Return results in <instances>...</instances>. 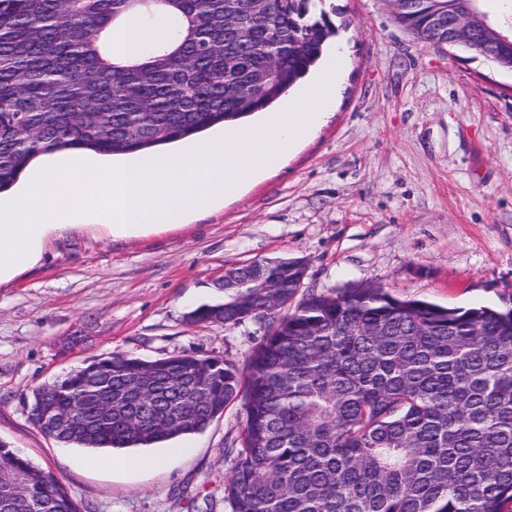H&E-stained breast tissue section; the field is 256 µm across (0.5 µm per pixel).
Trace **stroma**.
<instances>
[{
    "label": "stroma",
    "instance_id": "35a3bbf8",
    "mask_svg": "<svg viewBox=\"0 0 512 512\" xmlns=\"http://www.w3.org/2000/svg\"><path fill=\"white\" fill-rule=\"evenodd\" d=\"M325 4L348 46L345 79L325 122L277 168L178 227L50 237L0 285V440L90 512H230L241 403L137 471L56 442L26 406L33 389L116 353L244 363L264 319L189 318L223 302L228 269L288 258L306 267L305 294L373 283L443 307H512V74L417 38L390 0Z\"/></svg>",
    "mask_w": 512,
    "mask_h": 512
}]
</instances>
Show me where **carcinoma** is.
<instances>
[{
  "mask_svg": "<svg viewBox=\"0 0 512 512\" xmlns=\"http://www.w3.org/2000/svg\"><path fill=\"white\" fill-rule=\"evenodd\" d=\"M324 0H0V191L38 156L75 148L154 149L262 111L321 58L336 26ZM404 0L414 35L463 11ZM165 14L174 39L119 64L106 34L129 15ZM496 51L501 67L512 30ZM199 322L266 314L244 365L128 354L93 360L32 391L29 409L67 415L97 378L150 394L143 419L112 405L86 449L150 448L205 430L239 401L245 426L224 481L231 512H512V308L466 310L396 298L368 284L312 292L288 313L305 269L260 260L237 269ZM279 287L267 292L261 283ZM0 512H85L59 480L0 441Z\"/></svg>",
  "mask_w": 512,
  "mask_h": 512,
  "instance_id": "1",
  "label": "carcinoma"
}]
</instances>
